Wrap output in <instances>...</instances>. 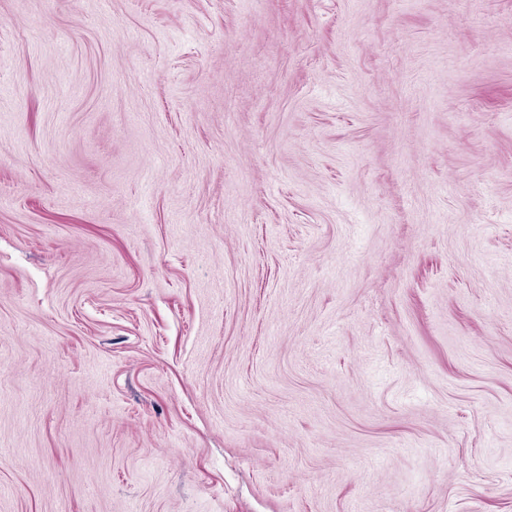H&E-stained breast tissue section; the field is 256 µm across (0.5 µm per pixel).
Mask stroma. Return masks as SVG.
Returning a JSON list of instances; mask_svg holds the SVG:
<instances>
[{
	"instance_id": "1",
	"label": "stroma",
	"mask_w": 512,
	"mask_h": 512,
	"mask_svg": "<svg viewBox=\"0 0 512 512\" xmlns=\"http://www.w3.org/2000/svg\"><path fill=\"white\" fill-rule=\"evenodd\" d=\"M0 512H512V0H0Z\"/></svg>"
}]
</instances>
